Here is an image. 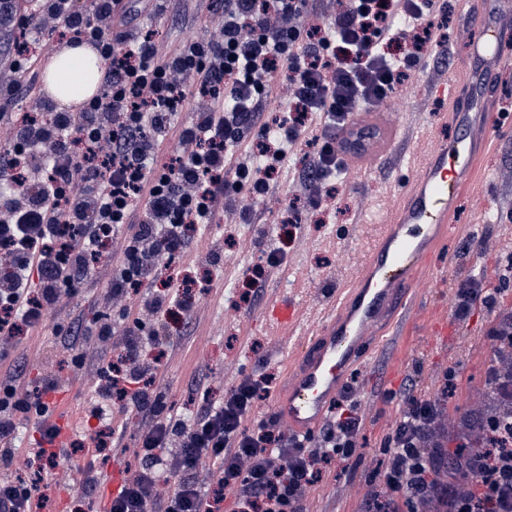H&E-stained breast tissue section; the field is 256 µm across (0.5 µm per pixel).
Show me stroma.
I'll use <instances>...</instances> for the list:
<instances>
[{
	"label": "stroma",
	"mask_w": 512,
	"mask_h": 512,
	"mask_svg": "<svg viewBox=\"0 0 512 512\" xmlns=\"http://www.w3.org/2000/svg\"><path fill=\"white\" fill-rule=\"evenodd\" d=\"M208 4L209 0H169L166 12L152 28L175 42L204 38ZM436 80V68L429 59L409 79L414 93L399 109L410 136L405 159L382 158L362 169H351L338 181L335 218L295 243L286 265L271 272L256 311L248 314L235 312L232 303L245 271L260 261L259 251L249 246L259 227L237 225L239 243L225 248L222 276L200 300L199 326L181 337L174 357L160 374L159 382L175 412L193 409L203 388L220 395L229 384L225 368L251 372L260 353L275 374L276 384H283L290 365L288 326L265 320L260 309L291 298L299 304L304 324L316 326L322 322L323 296L351 285L370 259L385 224L390 223L407 176L425 165L436 141L449 131L456 106L448 98H430L429 88ZM511 82L512 72H503L489 86L499 102L498 132L473 185L461 197L447 240L433 253L425 271L433 288L415 301L413 316L389 327L382 350L352 371L365 426L353 456L336 461L309 492V512H371L373 488L368 479L381 458L382 439L399 417L398 397L409 391L443 397L446 412L452 416L459 406L474 403L485 388L493 358L490 330L503 318L504 305L512 303V285L500 284V269L512 259V94L507 91ZM481 239L486 240V248H478ZM474 274L482 277L486 287L498 289L496 307L474 305L467 318H453L454 334L447 346L433 343L424 333L421 314L453 303L459 284ZM256 342L261 345L257 351L252 348ZM20 349L30 357L29 381H40L48 372L55 374L64 391L55 410L68 422L79 423L86 414L91 384L85 371L66 362L51 327L33 332ZM451 370L456 373L457 389L446 396L442 383ZM96 471L88 453L74 452L62 457L58 468L44 473L45 482L54 487L55 512H72L79 502H106L110 493L94 482Z\"/></svg>",
	"instance_id": "stroma-1"
}]
</instances>
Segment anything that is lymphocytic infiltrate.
I'll return each mask as SVG.
<instances>
[{
  "label": "lymphocytic infiltrate",
  "mask_w": 512,
  "mask_h": 512,
  "mask_svg": "<svg viewBox=\"0 0 512 512\" xmlns=\"http://www.w3.org/2000/svg\"><path fill=\"white\" fill-rule=\"evenodd\" d=\"M148 0H0V25L31 31L65 25V38L96 46L106 61L103 94L79 112L44 103L10 111L35 77L37 56L0 48V469L13 466L22 418L42 414L54 391L24 387L12 360L21 338L52 323L76 368L94 348L102 366L91 411L97 427L73 450L111 457L116 434L135 422L141 466L105 512H307L306 499L334 461L349 457L365 424L352 392L318 435H288L274 413L254 419L274 376L241 374L220 397L172 411L158 387L159 359L176 350L170 329L199 324L197 301L172 274L202 255L207 224L280 216L290 238L312 210L335 204L331 183L351 163L336 138L360 112L401 96L425 58L447 67L435 0H212L208 39L173 43L145 31ZM186 121H178L180 113ZM292 191L280 190L284 173ZM93 300L94 322L59 318L71 301ZM499 409L474 433H449L444 403L405 394L384 459L371 474L376 512L402 499L409 512H512V369L491 366ZM455 470L436 476L434 458ZM48 486L0 479V512L47 507Z\"/></svg>",
  "instance_id": "obj_1"
}]
</instances>
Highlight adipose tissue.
Segmentation results:
<instances>
[{
    "instance_id": "adipose-tissue-1",
    "label": "adipose tissue",
    "mask_w": 512,
    "mask_h": 512,
    "mask_svg": "<svg viewBox=\"0 0 512 512\" xmlns=\"http://www.w3.org/2000/svg\"><path fill=\"white\" fill-rule=\"evenodd\" d=\"M104 70V60L87 46H69L49 66L47 89L63 102H82L97 93Z\"/></svg>"
}]
</instances>
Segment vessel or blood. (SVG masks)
I'll use <instances>...</instances> for the list:
<instances>
[{
	"instance_id": "b4317fda",
	"label": "vessel or blood",
	"mask_w": 512,
	"mask_h": 512,
	"mask_svg": "<svg viewBox=\"0 0 512 512\" xmlns=\"http://www.w3.org/2000/svg\"><path fill=\"white\" fill-rule=\"evenodd\" d=\"M477 2L479 15L463 30L455 57L456 70L469 74V84L460 89L447 78L432 86L433 92L449 91L459 100L453 124L470 127V135L442 137L430 163L407 181L393 222L372 259L352 287L330 296L322 326L302 327L292 305L277 314L296 333L290 344V374L273 401V410L289 434L308 435L322 425L353 367L380 351L381 325L408 309L412 299L431 286L423 270L496 134L487 87L496 74L512 67V52L507 49L512 34L501 23L512 14V0ZM407 145L398 116L390 111L359 113L337 141L339 150L351 148L357 155L369 152L376 158L404 154ZM427 329L434 341L447 344V310L436 309Z\"/></svg>"
}]
</instances>
